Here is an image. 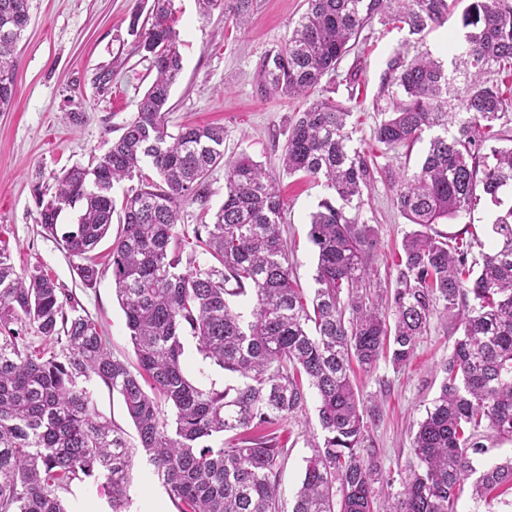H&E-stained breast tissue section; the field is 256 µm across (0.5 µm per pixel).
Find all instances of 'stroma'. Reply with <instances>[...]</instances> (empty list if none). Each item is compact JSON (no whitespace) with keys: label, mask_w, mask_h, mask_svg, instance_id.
Masks as SVG:
<instances>
[{"label":"stroma","mask_w":512,"mask_h":512,"mask_svg":"<svg viewBox=\"0 0 512 512\" xmlns=\"http://www.w3.org/2000/svg\"><path fill=\"white\" fill-rule=\"evenodd\" d=\"M151 4L152 0H30L31 22L18 46L17 94L11 109L0 112V247L7 249L17 271L40 267L73 294L103 325L113 355L130 364L136 357L112 291L111 239H104L95 251L100 269L96 286L84 287L76 274L77 258L40 228L32 185L39 180L54 188V173L96 163L132 119L137 101L155 76L150 56L137 48L132 17H147ZM172 9L183 71L171 92L168 129L221 125L225 158L247 155L278 173L285 202L283 238L295 277L304 291H311L317 258L308 239L309 219L326 191L312 179L280 170L289 125L307 101L265 95L257 85L263 56L286 44L306 2L256 0L249 21L241 26L220 7L201 15L198 0H173ZM409 39L407 30L373 21L317 89L349 107L352 145L377 169L362 215L375 230L371 267L381 288L390 287L388 270L411 229L393 203V179L404 169H415L429 145L424 139L410 148L390 147L375 136L392 108V95L384 87L388 63L405 50ZM103 74L109 77L104 84L99 81ZM208 181L207 202L184 206L180 231L188 234L194 225L211 223L223 203V168H215ZM455 339L451 320L433 318L409 365L398 369L382 360L370 372L358 373L360 398L375 415L369 435L382 467L410 458L411 427L425 417L437 396L442 379L437 367L451 353ZM316 404L315 393H308L305 409L278 431L288 450L279 477L288 501L312 454L308 441L321 433ZM130 496V512H177L145 462L137 464Z\"/></svg>","instance_id":"stroma-1"}]
</instances>
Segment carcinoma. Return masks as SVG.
I'll list each match as a JSON object with an SVG mask.
<instances>
[{
	"instance_id": "1",
	"label": "carcinoma",
	"mask_w": 512,
	"mask_h": 512,
	"mask_svg": "<svg viewBox=\"0 0 512 512\" xmlns=\"http://www.w3.org/2000/svg\"><path fill=\"white\" fill-rule=\"evenodd\" d=\"M228 2L232 20L250 17L253 0H199L202 13ZM288 42L266 54L258 86L266 94L307 96L335 72L363 29L378 18L421 35L448 20L454 0H306ZM29 0H0V112L16 96L17 46L30 24ZM139 49L156 76L134 117L92 167L54 175L56 190L34 187L38 224L83 263L87 288L99 279L91 253L120 211L112 242V284L137 357L131 370L114 357L99 322L42 269L17 272L0 249V512H67L64 495L91 480L110 512H126L135 459L153 467L178 512H457L469 478L486 512L512 507V458L482 471L486 441H512V205L491 225L481 260L475 225L465 223L486 197L512 189V97L494 76L512 69V0H472L464 39L448 46L450 67L428 50L399 51L388 64L393 109L376 129L388 146H413L433 132L417 169L398 174L394 205L414 225L380 295L369 268L374 230L362 218L374 179L352 147L351 113L318 96L290 127L283 171L329 191L310 215L317 255L312 298L291 276L281 232L284 202L275 176L247 156L224 160V127L185 126L172 134L165 115L182 73L172 0H154ZM155 169L159 180L142 172ZM224 165V203L194 239L210 261L185 253L181 209L210 196L207 178ZM138 179L123 194L114 185ZM74 224H58L67 209ZM463 225L456 233L440 220ZM250 295L245 313L233 299ZM460 337L438 369L442 382L417 422L415 463L382 468L352 363L369 372L384 359L408 365L434 317ZM35 329L52 344L32 348ZM202 362L239 382L202 387L185 370V338ZM98 379L122 396L138 434L96 411L86 383ZM315 391L322 442L306 460L288 505L279 493L286 450L274 428L304 409ZM229 438H224V435Z\"/></svg>"
}]
</instances>
